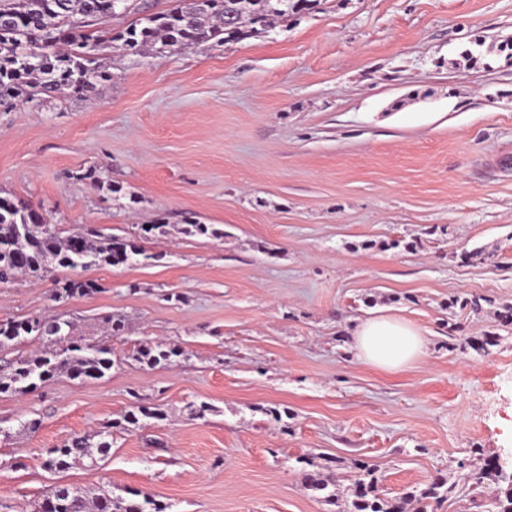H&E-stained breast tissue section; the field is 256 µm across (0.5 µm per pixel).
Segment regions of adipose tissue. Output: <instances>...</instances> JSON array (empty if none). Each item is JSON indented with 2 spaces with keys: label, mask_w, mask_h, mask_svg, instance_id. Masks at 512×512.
<instances>
[{
  "label": "adipose tissue",
  "mask_w": 512,
  "mask_h": 512,
  "mask_svg": "<svg viewBox=\"0 0 512 512\" xmlns=\"http://www.w3.org/2000/svg\"><path fill=\"white\" fill-rule=\"evenodd\" d=\"M358 359L386 371H396L421 358L426 341L410 323L388 314L362 321L353 333Z\"/></svg>",
  "instance_id": "1"
}]
</instances>
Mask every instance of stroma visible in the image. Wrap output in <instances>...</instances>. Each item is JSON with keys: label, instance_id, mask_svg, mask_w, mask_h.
<instances>
[{"label": "stroma", "instance_id": "35a3bbf8", "mask_svg": "<svg viewBox=\"0 0 512 512\" xmlns=\"http://www.w3.org/2000/svg\"><path fill=\"white\" fill-rule=\"evenodd\" d=\"M510 37L512 0H318L238 41L104 46L112 78L93 92L0 105V196L146 252L0 284V320L123 326L103 379L0 393V512L58 485L167 512H336L309 473L344 499L362 464L389 498L444 478L428 512L511 491ZM474 47L483 66L462 57ZM187 215L223 237L185 234ZM158 218L167 236L142 238ZM59 280L97 289L57 299ZM379 312L420 329L425 355L360 362L352 332ZM149 345L183 354L152 368ZM137 405L159 418L118 427ZM100 431L104 457L44 469Z\"/></svg>", "mask_w": 512, "mask_h": 512}]
</instances>
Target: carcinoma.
I'll use <instances>...</instances> for the list:
<instances>
[{"label":"carcinoma","mask_w":512,"mask_h":512,"mask_svg":"<svg viewBox=\"0 0 512 512\" xmlns=\"http://www.w3.org/2000/svg\"><path fill=\"white\" fill-rule=\"evenodd\" d=\"M317 0H174L165 12H153L147 4L141 17L116 36L86 30L90 23L131 9L129 0H0V101L13 99L34 107L63 90L77 95L93 91L112 78L98 62L96 52L107 42H119L127 55L145 49L159 54L206 44L218 36L235 41L260 30L267 31L293 14L314 8ZM144 255L136 245L118 242L96 233L91 236L59 235L33 208L0 196V283L19 275L42 280L62 269H88L138 261ZM93 282L68 280L57 295H87ZM60 319L0 320V350L26 339H46L52 348L20 356L0 370V392L27 394L58 373L73 379L99 380L112 369V347L103 340L62 333L54 326ZM180 355L170 348H145L139 359L149 366L169 362ZM108 444L94 446L91 438L75 436L49 451L43 466L63 472L84 458L95 460ZM363 476L354 483L353 499L345 512H427L428 500L444 497L446 481L438 478L425 489L385 499L377 493L373 469L361 466ZM36 512H165L154 500L112 499L102 494L60 487L46 507Z\"/></svg>","instance_id":"1"}]
</instances>
